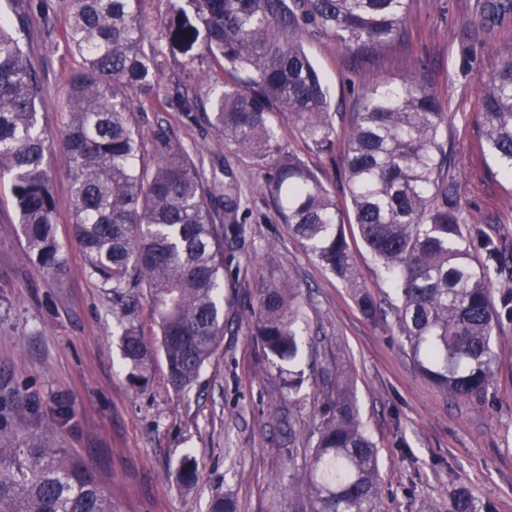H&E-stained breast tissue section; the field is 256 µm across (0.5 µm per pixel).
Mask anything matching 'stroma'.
<instances>
[{"instance_id": "35a3bbf8", "label": "stroma", "mask_w": 512, "mask_h": 512, "mask_svg": "<svg viewBox=\"0 0 512 512\" xmlns=\"http://www.w3.org/2000/svg\"><path fill=\"white\" fill-rule=\"evenodd\" d=\"M475 0H412L401 43L369 64L354 65L330 38L307 29L303 45L327 87L337 127H346L363 88L380 81L401 85L417 78L437 90L448 114L440 140L449 170L461 185L464 217L480 237L512 245V177L482 133L478 108L483 81L500 46L512 43V27L485 48L468 79L456 76V57L470 33ZM63 0H0V16L24 29V47L37 72L41 119L59 137L69 103V80L79 68L63 34ZM168 0H141L147 40L160 51L157 112L133 116L144 149L140 163H153L154 134L164 130L201 164L206 177L231 168L251 231L236 247L243 288L224 291L223 339L187 395L171 387L162 355H155L145 387L127 380L120 336L112 319V296L90 277L73 234L74 210L61 152L50 157L56 200L55 234L68 274L62 282L43 277L26 258L24 237L9 179H0V395L28 390L39 400L49 436L81 458L98 478L114 512H208L211 498H232L237 512H277L301 483L287 453L289 431L311 425L319 386L312 379L330 361L350 372L361 419L379 459L384 512H448L454 490L467 488L493 512H512V324L497 338L494 380L483 397L453 401L418 371L392 317L371 320L354 295L279 224L263 192L265 173L225 145L200 112L184 111L176 90L183 82L181 56L165 52ZM427 70L415 67L418 59ZM282 144L296 153L338 201L347 186L341 151L317 154L298 128L276 119ZM357 274L382 307L396 296L390 278L347 227ZM290 276L300 288L308 322L297 368L306 383L299 393L282 389L279 369L254 336L246 310L256 307L254 283ZM67 410L58 421V410ZM199 463L195 486L174 477L184 456Z\"/></svg>"}]
</instances>
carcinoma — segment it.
Masks as SVG:
<instances>
[{"label": "carcinoma", "mask_w": 512, "mask_h": 512, "mask_svg": "<svg viewBox=\"0 0 512 512\" xmlns=\"http://www.w3.org/2000/svg\"><path fill=\"white\" fill-rule=\"evenodd\" d=\"M140 0H67L64 38L80 68L70 81L62 148L71 179L74 237L89 276L112 292L123 360L133 384L147 379L155 351L174 391L189 393L224 336V279L250 226L237 221L236 185L207 179L164 132L154 135V166H137L139 133L130 114L144 111L159 79L156 47L145 50ZM166 43L185 68L218 64L233 77L216 98L182 95L189 112H211L212 125L266 170L268 202L289 234L352 288L368 318L380 312L361 289L344 211L315 173L287 150L273 117L297 124L307 147H343L344 176L358 235L390 274L394 314L421 374L455 399L486 393L493 382L494 336L512 323V294L495 302L491 275L512 255L490 239L473 243L457 180L448 174L440 134L448 113L439 93L415 79L365 88L360 111L342 132L326 89L302 44V25L331 36L367 63L403 36L410 0H168ZM512 22V0H476L459 69H477L486 45ZM486 141L512 174V44L502 47L479 99ZM38 77L20 30L0 20V175L10 179L26 254L51 280L67 275L55 236V197L46 155L52 142L40 117ZM251 313L263 350L298 356L303 314L288 277L263 279ZM146 299L157 327L151 342L139 324ZM320 379L305 463L303 494L279 512H381L378 453L351 390L347 370L328 365ZM34 423L35 395L13 390L0 400ZM176 479L199 477L196 458ZM0 512H112L95 474L46 434L21 433L0 417ZM448 512H491L466 488Z\"/></svg>", "instance_id": "1"}]
</instances>
